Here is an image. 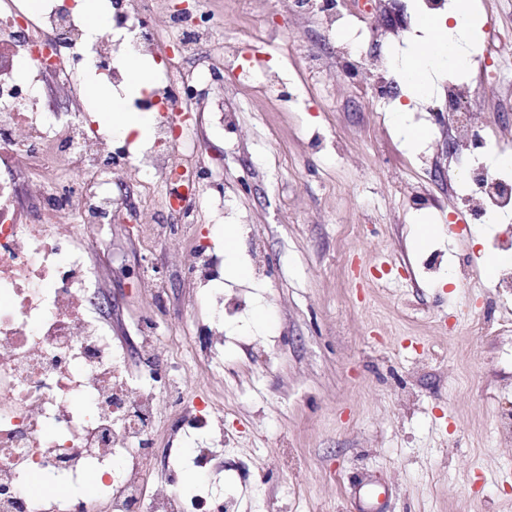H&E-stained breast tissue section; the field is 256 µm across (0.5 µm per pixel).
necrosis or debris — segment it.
I'll return each instance as SVG.
<instances>
[{
	"mask_svg": "<svg viewBox=\"0 0 512 512\" xmlns=\"http://www.w3.org/2000/svg\"><path fill=\"white\" fill-rule=\"evenodd\" d=\"M153 0H112V29L86 41L81 20L66 0H44L30 14L24 0H0V512H195L179 493V469L153 474L147 463L151 419L165 399L180 419L197 415L181 390L160 385L165 362L153 329L141 338L146 392L116 397L113 382L125 363L103 326L89 314L98 272L86 261L76 225L61 214L81 209L86 221L112 214L114 201L91 194L59 173L58 158L85 167L111 165V137L84 124L54 133L34 131L41 104L28 84L51 80L57 94L71 95L83 77V59L101 62V75L117 81L118 58L154 42ZM186 33L143 106L155 114L150 165L165 164L177 123L189 112L185 76L179 66L193 40L209 35L206 12L173 15ZM88 44L87 56L74 47ZM27 64V82L16 77ZM22 107H15L17 98ZM27 170L52 171L49 187L24 179ZM96 471L99 492L75 498L30 494L31 476L77 485Z\"/></svg>",
	"mask_w": 512,
	"mask_h": 512,
	"instance_id": "1",
	"label": "necrosis or debris"
}]
</instances>
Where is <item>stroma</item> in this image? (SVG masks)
Masks as SVG:
<instances>
[{
	"instance_id": "obj_1",
	"label": "stroma",
	"mask_w": 512,
	"mask_h": 512,
	"mask_svg": "<svg viewBox=\"0 0 512 512\" xmlns=\"http://www.w3.org/2000/svg\"><path fill=\"white\" fill-rule=\"evenodd\" d=\"M212 38L183 59L196 98L224 111L189 119L178 167L205 174L181 233L163 201L168 175L129 166L109 187L120 218L80 227L111 306L100 315L137 369L147 312L162 329L190 405L224 418V472L189 462L180 422L159 406L154 465L181 461L179 487L216 486L229 512H512V288L487 278L512 212L471 221L459 171L512 151V0H471L470 64L447 65L430 94L402 85L424 51V0H403L399 37L369 36L388 18L351 16L329 30L280 0H204ZM362 40L368 71L389 60L396 97L349 88L342 43ZM263 56L285 91L239 85L222 59ZM471 79L468 121L490 128L483 155L461 146L444 87ZM429 128L407 143L400 124ZM437 228L427 248L414 230ZM235 250L247 280L218 279L224 306L186 274L200 245Z\"/></svg>"
}]
</instances>
